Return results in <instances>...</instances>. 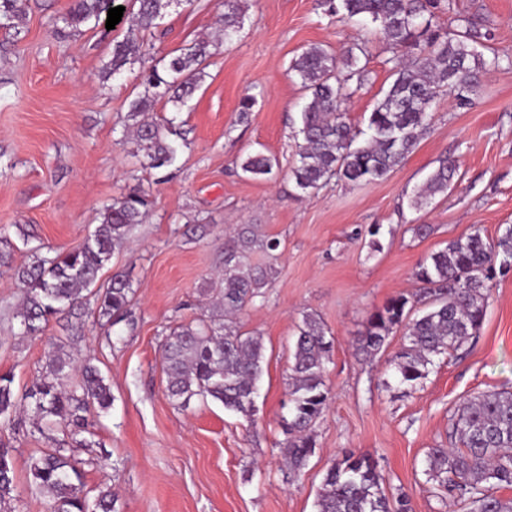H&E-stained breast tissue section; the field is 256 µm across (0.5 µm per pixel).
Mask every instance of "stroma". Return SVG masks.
<instances>
[{"instance_id":"stroma-1","label":"stroma","mask_w":512,"mask_h":512,"mask_svg":"<svg viewBox=\"0 0 512 512\" xmlns=\"http://www.w3.org/2000/svg\"><path fill=\"white\" fill-rule=\"evenodd\" d=\"M70 4L30 0L19 33L0 29V234L13 245L10 267H0V376L24 391L48 355L45 339L21 332L14 269L31 264L35 248L81 245L100 210L142 186L151 213L104 270L123 272L131 283L128 320L101 327L90 297L82 316L51 321L46 330L76 361L96 365L112 391L108 410L87 415L92 447L73 452L84 496L95 499L111 486L119 512H317L327 469L342 449L354 448L377 461L389 491L409 495L412 512H468L435 496L426 458L430 449L452 446V423L464 401L512 390V272L492 282L477 335L437 361L417 389L398 384L388 365L402 330L372 356L359 351L358 339L371 313L418 290L414 272L429 254L476 229L497 239L512 225V66L482 74L472 108L441 93L428 133L383 179L333 180L302 197L289 173L304 102L290 63L313 44L335 51L367 44L364 84L346 105L350 122L366 128L391 82L389 53L375 27L356 19L331 23L315 0H242L243 28L227 44L219 39L217 0L174 5L143 34L152 59L200 38L211 45L189 106L178 113L165 101L154 104L155 116L178 117L187 139L161 182L124 136L136 72L111 92L100 89V71L129 16L114 29L62 39L53 23ZM455 11L486 19L491 45L512 54V0H455ZM247 96L257 102L242 122L238 107ZM256 152L276 157L279 168L263 179L244 174L241 159ZM446 156L459 165L447 194L414 208L416 191ZM419 224L427 225L426 235L415 234ZM247 226L277 243L276 250L254 253L253 262L278 270L272 286L238 316L242 332L259 334L265 347L252 426L211 399L186 408L170 399L161 353L171 327L211 304L224 244ZM374 239L379 248L371 247ZM307 313L318 315L335 340L326 374L332 400L314 430L315 453L296 474L282 463L280 420L291 347ZM32 419L28 410L20 424H0V442L17 461V507L48 512L23 462L56 447L61 434H32Z\"/></svg>"}]
</instances>
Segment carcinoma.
Masks as SVG:
<instances>
[{
  "instance_id": "1",
  "label": "carcinoma",
  "mask_w": 512,
  "mask_h": 512,
  "mask_svg": "<svg viewBox=\"0 0 512 512\" xmlns=\"http://www.w3.org/2000/svg\"><path fill=\"white\" fill-rule=\"evenodd\" d=\"M177 0H131L132 26L112 43V57L104 67V89L120 81L135 64L145 62L141 33L157 27L164 11ZM224 41L231 42L243 28L240 0H220ZM113 7V0H72L69 10L55 20L63 37L97 28ZM28 0H0V28L20 34L19 22L27 14ZM316 9L337 21L364 18L375 24L391 57L393 81L375 103L366 129L347 121L344 105L360 89L368 58L366 46L355 45L333 53L321 45L304 49L291 61L290 70L301 80L307 102L299 116L296 160L291 169L295 187L311 194L331 179L367 184L399 167L429 128L430 111L439 92L446 89L461 109L474 104L480 76L512 56L486 44V20L455 16L438 24V14L454 11L452 0H316ZM209 42L194 41L162 66L140 73L143 91L130 101L127 128L137 151L149 168L163 171L173 166L185 140L175 117H149L158 97L176 110L188 105L203 77ZM276 160L262 153L247 156L241 169L253 178L272 174ZM457 164L440 161L414 206L448 191ZM152 205L150 194L134 188L99 212V224L83 244L36 260L16 270L23 292L18 317L23 333H42L51 319L74 315L83 306V292H94L99 317L112 326L128 314L133 290L120 273L99 283L100 272L117 247L127 242ZM275 248V243L242 228L224 248V288L218 302L224 316L240 313L261 289L272 284L270 264L255 266L250 254ZM512 261V226L494 242L476 229L448 242L425 258L414 272L421 288L398 295L368 317L358 340L360 350L378 353L399 327L404 341L390 360L397 382L416 387L435 366V359L455 351L481 327L490 282L497 276L498 259ZM423 306L409 318V304ZM334 349L333 337L321 319L306 313L292 354L288 376V415L281 425L286 439L282 459L294 472L315 453L314 428L330 400L325 382ZM168 396L182 405L211 398L224 408L254 422L255 395L263 373L264 346L258 335H246L231 325L202 315L170 329L163 344ZM73 359L63 343L48 352L40 378L17 395L12 379L0 376V421L14 422L18 408L33 406L37 420L59 426L78 447H87L90 433L84 413L96 405L106 409L111 392L96 367L83 366L80 378L72 375ZM459 448H433L427 455L425 475L443 499L471 505L470 512H512V499L496 495L512 488V391L484 392L467 401L452 423ZM30 484L49 498V512H118L111 488L99 491L94 502L80 494L72 449L61 443L25 461ZM15 460L0 448V512L14 491ZM318 512H412L405 492L389 494L376 461L351 449L327 469L318 494Z\"/></svg>"
}]
</instances>
